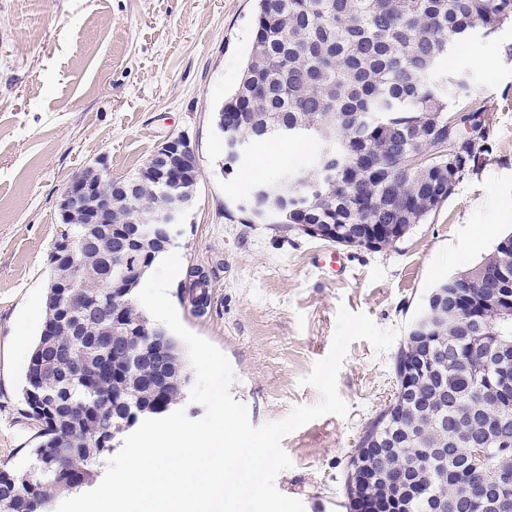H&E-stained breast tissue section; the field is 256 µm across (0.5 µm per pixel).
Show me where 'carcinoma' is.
<instances>
[{"instance_id": "obj_1", "label": "carcinoma", "mask_w": 512, "mask_h": 512, "mask_svg": "<svg viewBox=\"0 0 512 512\" xmlns=\"http://www.w3.org/2000/svg\"><path fill=\"white\" fill-rule=\"evenodd\" d=\"M511 19L512 0H258L242 80L216 119L247 112L258 128L282 121L301 130L333 120L344 178L288 203V223L315 214L330 224H422L489 152L487 127L479 146L463 148L453 163L417 164L438 142L455 137L458 125L475 128L487 113L467 77L436 78L439 62L477 32L488 36ZM170 191L169 183L153 184L137 199V212L122 207L113 219L148 216ZM144 228L138 256L146 272L166 250L153 241L154 225ZM89 236L92 242L76 257V285L48 288L24 389L42 425L40 442L28 468H0V512H48L58 495L92 484L94 463L113 450L116 423L161 417L188 383L179 342L140 309L134 289L110 287L113 267L102 257L112 254V240L91 224H65L50 263ZM502 266L506 278L497 276ZM474 273L478 279L466 288L474 301L494 295L512 301L511 234L483 261L439 283L447 294L435 298L438 316L427 337H405L396 365L427 355L411 377L414 397L381 409L353 452L367 451L381 475L363 490L373 506L389 491L393 512H512V497H503L494 480L497 458L512 446L488 442L485 431L491 406L512 414V386L503 389L500 381L503 373L512 375V317L503 320L491 307L483 343L474 340L453 288ZM116 303L127 318L122 336L112 335ZM152 348L178 366L179 380L155 381L161 362L141 360ZM468 448L485 453L468 458ZM470 465L484 474L483 482L451 479Z\"/></svg>"}]
</instances>
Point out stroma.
I'll return each instance as SVG.
<instances>
[{
	"instance_id": "1",
	"label": "stroma",
	"mask_w": 512,
	"mask_h": 512,
	"mask_svg": "<svg viewBox=\"0 0 512 512\" xmlns=\"http://www.w3.org/2000/svg\"><path fill=\"white\" fill-rule=\"evenodd\" d=\"M255 0H0V463L25 467L39 424L24 399L19 337L45 319L58 200L72 176L105 159L109 177L143 167L159 144L186 136L199 176L172 250L181 270L169 296L183 325L215 344L230 392L253 425L284 418L320 394L303 384L331 348L339 307L384 329L409 327L426 296L477 264L512 232V24L453 50L439 77L467 73L491 123V150L448 201L392 247L338 248L281 224H252L240 206L257 165L264 180L313 173L315 140L252 144L224 171L215 113L240 81L255 32ZM211 282L204 312L189 272ZM398 349L351 343L338 377L347 417L327 415L287 435L291 468L276 478L305 512L343 502L348 455L397 388Z\"/></svg>"
}]
</instances>
